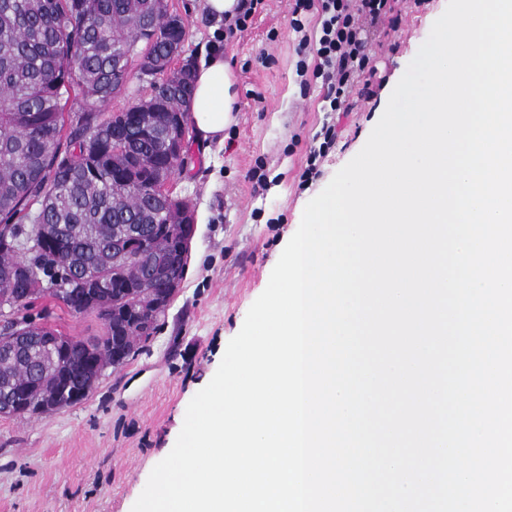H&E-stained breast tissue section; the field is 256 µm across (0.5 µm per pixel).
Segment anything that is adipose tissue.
Segmentation results:
<instances>
[{
  "instance_id": "obj_1",
  "label": "adipose tissue",
  "mask_w": 512,
  "mask_h": 512,
  "mask_svg": "<svg viewBox=\"0 0 512 512\" xmlns=\"http://www.w3.org/2000/svg\"><path fill=\"white\" fill-rule=\"evenodd\" d=\"M237 88L233 69L221 52L214 51L195 71L192 119L201 141L223 140L235 121Z\"/></svg>"
}]
</instances>
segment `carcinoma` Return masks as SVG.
I'll list each match as a JSON object with an SVG mask.
<instances>
[{
    "instance_id": "carcinoma-1",
    "label": "carcinoma",
    "mask_w": 512,
    "mask_h": 512,
    "mask_svg": "<svg viewBox=\"0 0 512 512\" xmlns=\"http://www.w3.org/2000/svg\"><path fill=\"white\" fill-rule=\"evenodd\" d=\"M186 27L160 0H0V295L21 292L24 301L58 296L85 272L118 294L140 295L166 287L157 277L179 246L184 218L152 197L178 157L168 150L172 113L185 112L190 86L166 81L116 116L108 103L128 75L130 50L145 45L140 69L162 71L183 47ZM84 107L61 149L71 95ZM29 223L24 224L22 220ZM133 224L146 238L168 244L165 254L146 252L136 263L105 265L101 258L123 250L115 225ZM52 229L57 249L39 263L19 255L21 246ZM125 337V356L144 340L119 316L112 337ZM98 340H73L66 362L74 376H101L122 361L107 352L92 368ZM42 360L14 364L0 359L5 386L46 392Z\"/></svg>"
}]
</instances>
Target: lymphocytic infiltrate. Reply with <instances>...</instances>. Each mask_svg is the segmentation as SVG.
I'll return each mask as SVG.
<instances>
[{"label":"lymphocytic infiltrate","mask_w":512,"mask_h":512,"mask_svg":"<svg viewBox=\"0 0 512 512\" xmlns=\"http://www.w3.org/2000/svg\"><path fill=\"white\" fill-rule=\"evenodd\" d=\"M396 0H294L290 28L301 33L304 58L299 71L325 91L328 111H346V102L374 74L368 35L389 18Z\"/></svg>","instance_id":"obj_1"}]
</instances>
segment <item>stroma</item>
Returning <instances> with one entry per match:
<instances>
[{"label": "stroma", "instance_id": "1", "mask_svg": "<svg viewBox=\"0 0 512 512\" xmlns=\"http://www.w3.org/2000/svg\"><path fill=\"white\" fill-rule=\"evenodd\" d=\"M447 2L401 0L397 27L375 30L377 75L351 96L334 147L307 182L312 137L330 115L320 85L302 83L296 72L300 36L288 28L289 0H266L224 54L237 78L235 124L223 142L191 139L174 175L176 194L196 213L181 287L155 333L122 366L106 367L83 402L42 417H0V512H131L172 450L189 402L265 290L306 204L363 148ZM204 4L169 0L188 17L183 55L197 62L224 33ZM261 53L263 66L255 62ZM255 168L263 184L248 179ZM13 316L66 336L103 333L95 314L71 312L49 296Z\"/></svg>", "mask_w": 512, "mask_h": 512}]
</instances>
